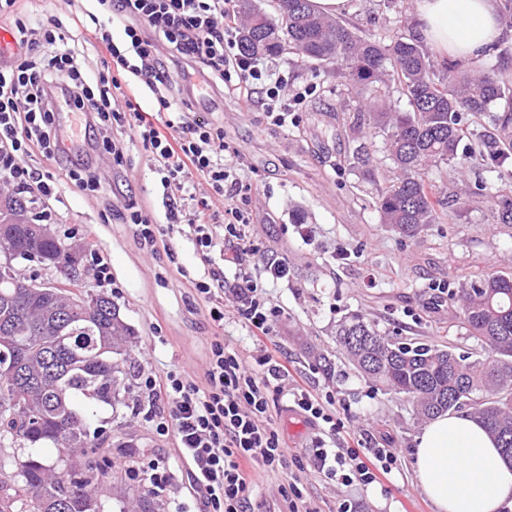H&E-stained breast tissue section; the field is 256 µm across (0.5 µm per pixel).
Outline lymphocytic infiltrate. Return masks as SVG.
I'll list each match as a JSON object with an SVG mask.
<instances>
[{
	"label": "lymphocytic infiltrate",
	"mask_w": 512,
	"mask_h": 512,
	"mask_svg": "<svg viewBox=\"0 0 512 512\" xmlns=\"http://www.w3.org/2000/svg\"><path fill=\"white\" fill-rule=\"evenodd\" d=\"M232 0H85L70 24L56 18L22 19L20 0H0V26L16 45L0 65V188L31 204H46L62 180L99 186L93 154L101 131L129 135L154 160L156 188L166 203L156 218L136 202L116 211L134 225L151 251L176 260L175 244L189 239L203 265L185 282L207 307L217 330L197 385L180 370L141 371L140 411L158 435L173 436L193 484L203 494L200 512H251L250 483L242 465L287 469L288 449L271 414L274 397H291L307 420L322 422L307 452L314 470L343 487L367 486L392 470L386 448L329 446L341 423L333 394L314 395L295 380L284 356L249 359L222 335L233 317L256 340L271 339L282 308L267 287L287 279L285 259L269 256L249 232L250 185L239 177L244 159L224 143V128L197 116L180 83L201 74L222 85L241 111L261 108L274 125L288 123L315 86L289 92L287 66L243 54ZM124 39L112 40L113 25ZM104 49L108 61L85 64V45ZM40 150L47 169L27 159ZM194 171L211 193L196 197L184 181ZM232 304H225V296Z\"/></svg>",
	"instance_id": "obj_1"
}]
</instances>
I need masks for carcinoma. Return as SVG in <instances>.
<instances>
[{
  "label": "carcinoma",
  "mask_w": 512,
  "mask_h": 512,
  "mask_svg": "<svg viewBox=\"0 0 512 512\" xmlns=\"http://www.w3.org/2000/svg\"><path fill=\"white\" fill-rule=\"evenodd\" d=\"M240 49L249 55H296L310 66L340 64L355 94L372 92L352 128L382 134L394 177L375 197L381 223L408 241L442 220L443 190L430 167L459 160L460 143L473 134L464 114L481 117L499 100H512L500 73L512 63V46L492 45L464 67L437 62L427 47L403 35L388 40L316 13L310 0H236ZM398 83L409 112L375 111L379 85ZM501 135L487 142L497 176L512 183V114L494 118ZM498 224L512 225V196L493 203ZM28 219L0 232V249L27 259ZM73 247L47 234L41 263L67 261ZM14 282L0 277V443L21 448L51 444L54 462L31 455L0 459V512H103L99 487L107 472L98 459L107 437L89 424L91 408L112 404L122 364L131 356L130 330L105 294L93 307L71 309L72 291H31L14 297ZM458 312L473 349L423 343L381 333L356 315L342 322L336 342L359 373L382 390L404 397L421 419L468 409L512 462V272L467 276Z\"/></svg>",
  "instance_id": "cac0c4a2"
}]
</instances>
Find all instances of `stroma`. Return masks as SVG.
<instances>
[{
    "label": "stroma",
    "mask_w": 512,
    "mask_h": 512,
    "mask_svg": "<svg viewBox=\"0 0 512 512\" xmlns=\"http://www.w3.org/2000/svg\"><path fill=\"white\" fill-rule=\"evenodd\" d=\"M350 27L381 37L409 35L417 30L413 0H348L339 17ZM299 85L316 86L294 123L273 125L261 112L238 111L233 98L216 87L202 88L200 107L224 126V140L244 156L241 174L250 183L251 232L270 253L288 260V277L272 289L283 315L273 342L287 353L299 379L319 393L336 396V416L343 427L339 443L369 433L376 445L397 456L392 473L382 482L336 489L313 467L302 474L300 512H336L341 498H350L355 512H435L415 476L414 439L422 428L405 398L386 393L357 372L336 344V327L360 314L380 332L431 343L448 340L460 348L472 347L452 306V293L462 276L494 270L512 271V229L495 226L490 196L473 195L476 182L496 187L488 152L468 159L463 170L440 163L430 176L444 192L443 223L435 224L416 242H408L385 224L374 206L377 186L363 175L353 155H368L371 166L388 171L391 164L382 138L354 137L346 124L358 105L347 89L342 66H303L297 56L283 54ZM124 159L119 169L135 198L156 216H163L162 197L153 191V165L141 145L122 139ZM109 187L82 191L61 188L52 204L56 235L86 232L101 249L112 278L120 287L112 301L132 333L133 351L124 364L126 390L114 406H98L110 437L108 457L112 476L103 501L105 512L139 507L129 493L136 482L127 474L129 461L160 458L169 466L166 487L154 499V512H197L200 492L192 486L187 464L173 437L158 436L138 416V376L141 369L187 371L203 384L214 327L202 302L172 271L165 253L140 246L134 228L107 220L109 207H120ZM314 227L312 237L301 226ZM444 296L433 295L438 284ZM332 362L331 372L317 368L309 349ZM272 415L290 455L302 457L317 426L293 408L291 398H277ZM254 487V512H289L280 489L287 473L249 468Z\"/></svg>",
    "instance_id": "stroma-1"
}]
</instances>
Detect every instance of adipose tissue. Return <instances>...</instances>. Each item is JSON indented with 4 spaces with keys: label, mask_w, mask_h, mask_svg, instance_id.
<instances>
[{
    "label": "adipose tissue",
    "mask_w": 512,
    "mask_h": 512,
    "mask_svg": "<svg viewBox=\"0 0 512 512\" xmlns=\"http://www.w3.org/2000/svg\"><path fill=\"white\" fill-rule=\"evenodd\" d=\"M502 0H414L422 36L462 60L504 35ZM418 485L436 512H501L512 505V467L465 411L437 416L415 438Z\"/></svg>",
    "instance_id": "ef3b65f1"
}]
</instances>
